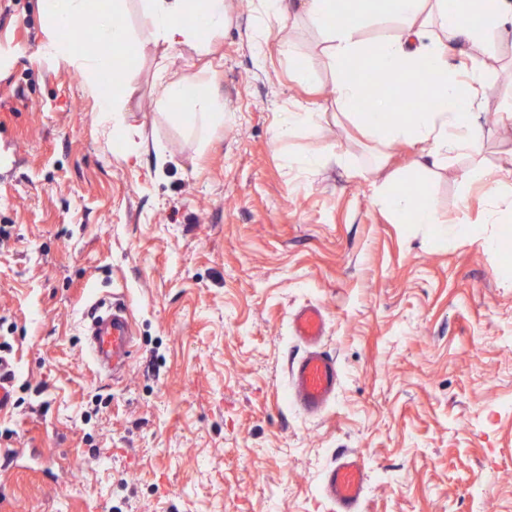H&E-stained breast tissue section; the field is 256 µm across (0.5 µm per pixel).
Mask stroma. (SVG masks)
<instances>
[{
	"label": "stroma",
	"mask_w": 512,
	"mask_h": 512,
	"mask_svg": "<svg viewBox=\"0 0 512 512\" xmlns=\"http://www.w3.org/2000/svg\"><path fill=\"white\" fill-rule=\"evenodd\" d=\"M213 52L168 63L208 81L224 122L193 135L158 105L142 12L125 76L126 138L103 136L67 63L40 57L38 0H0V512H333L340 449L368 467L361 512H512V253L447 230L512 231V31L487 58L472 116L481 150L415 171L413 148L360 137L336 112L320 34L261 0H227ZM272 33L256 48L259 25ZM291 42L295 57L278 51ZM314 126L277 141L279 113ZM159 142L172 160L158 167ZM317 155L307 169L299 158ZM405 173L437 223L406 224L378 187ZM499 207L501 221L486 223ZM112 293L135 323L118 379L86 355L85 317ZM327 315L341 385L320 416L286 397L303 345L292 314ZM280 123L276 130V139H282L288 133L297 128L314 124L319 120L323 114L319 105L311 103L301 106L298 110L293 112H282Z\"/></svg>",
	"instance_id": "1"
}]
</instances>
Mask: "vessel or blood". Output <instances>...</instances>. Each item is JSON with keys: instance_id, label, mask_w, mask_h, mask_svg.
<instances>
[{"instance_id": "b4317fda", "label": "vessel or blood", "mask_w": 512, "mask_h": 512, "mask_svg": "<svg viewBox=\"0 0 512 512\" xmlns=\"http://www.w3.org/2000/svg\"><path fill=\"white\" fill-rule=\"evenodd\" d=\"M87 350L93 364L113 373L123 370L132 353V326L126 306L118 301L97 299L86 325ZM293 336L304 346L303 354L287 370L288 395L305 413L321 415L340 384V370L333 355L321 347L326 333L322 307L308 305L291 320ZM368 481L363 459L346 451L337 456L324 475L322 490L335 512H361Z\"/></svg>"}]
</instances>
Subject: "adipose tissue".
<instances>
[{"label": "adipose tissue", "instance_id": "adipose-tissue-1", "mask_svg": "<svg viewBox=\"0 0 512 512\" xmlns=\"http://www.w3.org/2000/svg\"><path fill=\"white\" fill-rule=\"evenodd\" d=\"M147 41L160 57L185 48L205 54L209 48L201 32L222 33L227 11L224 0H142ZM128 0H38L46 32L39 52L66 61L85 76L86 90L97 102L98 123L109 136L126 128V103L136 88L128 82L103 91L100 81L112 72L134 37L122 16ZM272 12L294 11L319 32L335 74L334 100L339 112L363 134L381 145L405 141L418 148L415 166L425 170L447 165L462 151L478 149L471 116L476 108L475 86L461 79L449 64L451 54L489 49L493 40L512 30V0H264ZM94 18L93 46L76 52L63 34ZM397 23L394 37L379 42L367 57L362 30L366 22ZM388 73L398 86L419 83L424 103L414 112H392V96L380 98L374 111L362 112L358 103L364 84L351 72L360 61ZM197 94L177 119L189 130L223 122L222 104L211 96L208 84L197 81ZM378 199L407 224H434L438 217L426 195L407 193L402 181L383 186Z\"/></svg>", "mask_w": 512, "mask_h": 512}]
</instances>
